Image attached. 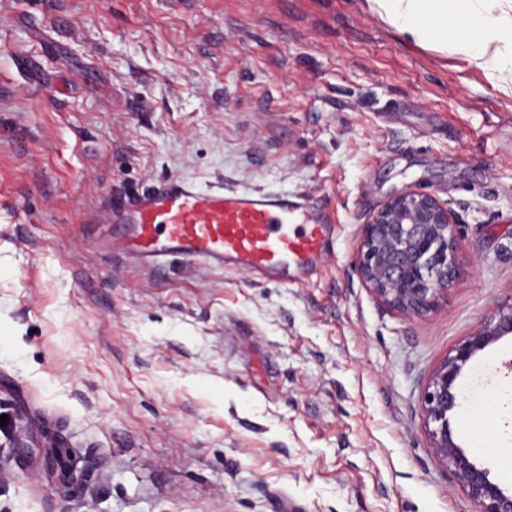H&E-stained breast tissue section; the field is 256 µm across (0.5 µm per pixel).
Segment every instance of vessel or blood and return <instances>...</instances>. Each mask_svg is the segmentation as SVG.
<instances>
[{"instance_id":"vessel-or-blood-1","label":"vessel or blood","mask_w":512,"mask_h":512,"mask_svg":"<svg viewBox=\"0 0 512 512\" xmlns=\"http://www.w3.org/2000/svg\"><path fill=\"white\" fill-rule=\"evenodd\" d=\"M120 238L149 265L179 256L287 281L314 271L328 252L334 220L304 197L281 192L202 189L174 178L118 205Z\"/></svg>"}]
</instances>
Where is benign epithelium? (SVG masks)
<instances>
[{
    "mask_svg": "<svg viewBox=\"0 0 512 512\" xmlns=\"http://www.w3.org/2000/svg\"><path fill=\"white\" fill-rule=\"evenodd\" d=\"M455 214L432 193L409 189L380 204L361 227L357 273L378 304L406 317L430 310L455 278ZM512 333V307L494 325L477 330L443 360L424 394L432 448L468 493L474 512H512V491L490 478L454 441L449 414L459 407L455 382L479 351ZM87 472L64 466L58 479L80 487Z\"/></svg>",
    "mask_w": 512,
    "mask_h": 512,
    "instance_id": "obj_1",
    "label": "benign epithelium"
}]
</instances>
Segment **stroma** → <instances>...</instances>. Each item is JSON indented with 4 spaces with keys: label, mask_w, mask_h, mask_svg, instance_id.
Returning a JSON list of instances; mask_svg holds the SVG:
<instances>
[{
    "label": "stroma",
    "mask_w": 512,
    "mask_h": 512,
    "mask_svg": "<svg viewBox=\"0 0 512 512\" xmlns=\"http://www.w3.org/2000/svg\"><path fill=\"white\" fill-rule=\"evenodd\" d=\"M0 76V512H474L422 405L512 309V93L369 0H0ZM172 177L304 196L333 245L288 286L109 248L113 199ZM410 188L461 232L412 318L355 271ZM456 387L455 442L512 489V335Z\"/></svg>",
    "instance_id": "1"
}]
</instances>
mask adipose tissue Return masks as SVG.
Returning <instances> with one entry per match:
<instances>
[{"mask_svg": "<svg viewBox=\"0 0 512 512\" xmlns=\"http://www.w3.org/2000/svg\"><path fill=\"white\" fill-rule=\"evenodd\" d=\"M372 6L399 32L418 41L438 39L450 51L468 56L506 91H512V0H370ZM464 15L474 31L470 37L448 34L449 15Z\"/></svg>", "mask_w": 512, "mask_h": 512, "instance_id": "1", "label": "adipose tissue"}]
</instances>
